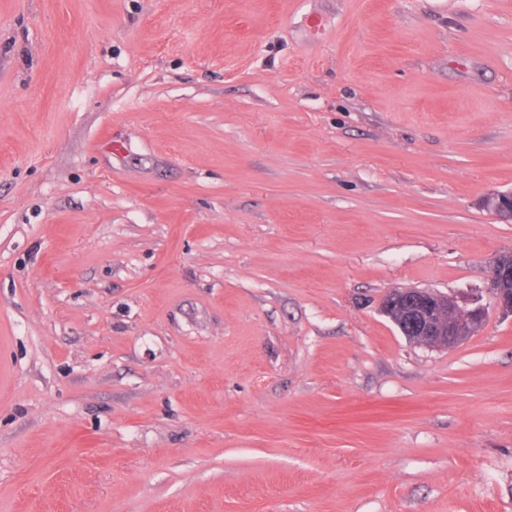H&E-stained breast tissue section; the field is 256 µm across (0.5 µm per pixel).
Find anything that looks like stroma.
<instances>
[{
  "label": "stroma",
  "mask_w": 512,
  "mask_h": 512,
  "mask_svg": "<svg viewBox=\"0 0 512 512\" xmlns=\"http://www.w3.org/2000/svg\"><path fill=\"white\" fill-rule=\"evenodd\" d=\"M510 190L512 0H0V512H512V314L380 310ZM460 302L433 290L397 288L386 295L382 309L408 340L430 348H452L474 335L486 316L478 297L465 306Z\"/></svg>",
  "instance_id": "1"
}]
</instances>
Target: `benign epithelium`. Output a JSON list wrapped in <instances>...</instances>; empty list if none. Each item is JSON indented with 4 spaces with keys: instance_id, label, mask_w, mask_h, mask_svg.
Listing matches in <instances>:
<instances>
[{
    "instance_id": "7a95c632",
    "label": "benign epithelium",
    "mask_w": 512,
    "mask_h": 512,
    "mask_svg": "<svg viewBox=\"0 0 512 512\" xmlns=\"http://www.w3.org/2000/svg\"><path fill=\"white\" fill-rule=\"evenodd\" d=\"M482 207L498 219L512 222V192H493ZM486 293L495 304L512 313V254L489 262ZM382 309L410 341L430 348H452L474 335L482 325L486 308L474 299L469 306L447 294L417 288H397L383 300Z\"/></svg>"
}]
</instances>
